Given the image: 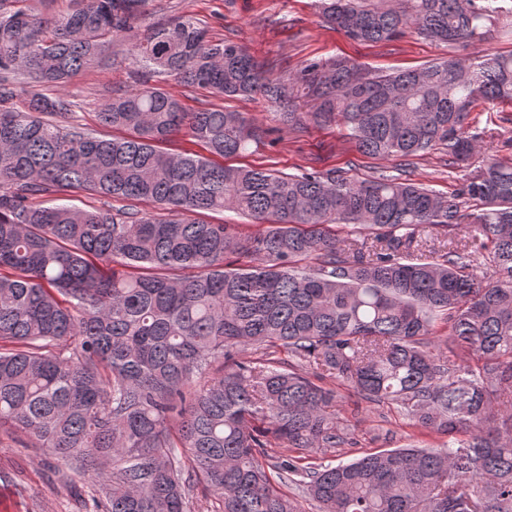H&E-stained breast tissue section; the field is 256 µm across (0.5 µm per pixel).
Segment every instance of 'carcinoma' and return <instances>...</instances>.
<instances>
[{"instance_id":"carcinoma-1","label":"carcinoma","mask_w":512,"mask_h":512,"mask_svg":"<svg viewBox=\"0 0 512 512\" xmlns=\"http://www.w3.org/2000/svg\"><path fill=\"white\" fill-rule=\"evenodd\" d=\"M146 3L81 0L48 20L0 0V428L93 474L94 512H192L198 484L217 512H302L282 491L290 482L320 512H512V158L447 194L408 177L435 150L450 167L481 150L485 130L467 118L480 102H512V52L397 71L307 60L271 78L245 47L181 17L132 42L146 78L259 95L277 125L188 112L145 83L97 113L116 132L106 136L39 87L64 88L109 41L133 37ZM318 8L364 43L411 29L453 46L512 28V0ZM331 124L361 154L396 160L393 172L287 174L162 148L182 133L224 159ZM73 189L169 218L30 203ZM224 210L256 232L205 220ZM463 224L473 234L459 242ZM339 225L354 234L339 237ZM235 255L249 264L227 267ZM481 259L492 276L475 272ZM439 320L468 365L441 349ZM327 380L393 406L421 434L468 440L322 465L317 456L357 444Z\"/></svg>"}]
</instances>
